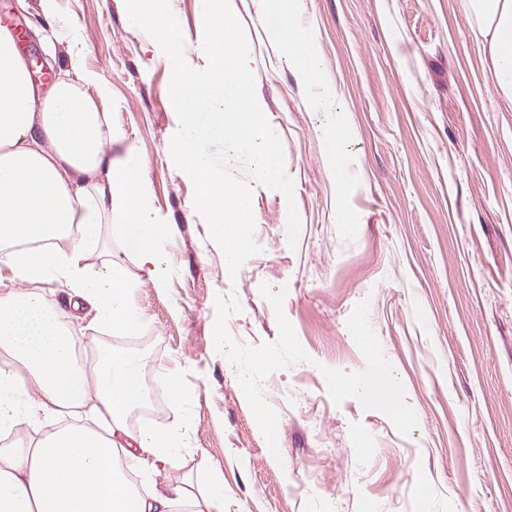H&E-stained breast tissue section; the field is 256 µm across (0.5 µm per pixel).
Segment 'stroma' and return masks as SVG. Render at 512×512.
<instances>
[{
	"label": "stroma",
	"instance_id": "stroma-1",
	"mask_svg": "<svg viewBox=\"0 0 512 512\" xmlns=\"http://www.w3.org/2000/svg\"><path fill=\"white\" fill-rule=\"evenodd\" d=\"M229 3L301 220L289 247L285 196L254 185L259 251L234 276L168 149L179 122L159 45L128 22L125 0L55 2L89 44L84 66L108 89L117 147L144 166L152 217L178 227L163 244L167 288L154 287L112 225L87 260L125 269L145 314L147 379L173 375L196 395L193 453L168 479L196 493L222 469L224 512H512V111L460 0H298L322 62L316 84L261 24V0ZM171 9L186 61L204 69L196 0ZM4 19L29 30L22 49L35 62L47 26L39 0H0ZM326 94L335 111L318 109ZM339 121L342 137L328 147ZM265 283L286 287L284 312L310 357L261 383L279 413L276 459L213 340L215 300L232 294L233 339H276ZM364 300L416 413L411 435L328 394L321 366H366L347 328Z\"/></svg>",
	"mask_w": 512,
	"mask_h": 512
}]
</instances>
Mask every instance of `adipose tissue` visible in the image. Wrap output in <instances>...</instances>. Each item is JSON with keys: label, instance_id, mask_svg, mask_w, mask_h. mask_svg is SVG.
Returning <instances> with one entry per match:
<instances>
[{"label": "adipose tissue", "instance_id": "adipose-tissue-1", "mask_svg": "<svg viewBox=\"0 0 512 512\" xmlns=\"http://www.w3.org/2000/svg\"><path fill=\"white\" fill-rule=\"evenodd\" d=\"M40 6L52 30L44 38L47 57L55 55L54 35L68 42L69 68L49 87L35 86L15 36L0 27V353L9 358L0 365V430L22 431L67 406L83 409L86 422L0 452V512H173L180 503L190 512H224L222 470L207 476L200 499L156 480L190 453L188 425L128 426L146 399L148 354L99 345L95 363L76 361L74 322L84 307L109 336L134 333L144 320L122 266H85L102 225L119 229L160 288L169 273L161 243L176 228L151 218L141 162L129 151L112 155V124L98 106L108 90L82 67L87 42L57 15L55 0ZM461 7L476 23L499 93L512 104V0H461ZM259 20L300 60L303 78L317 81L313 44L300 41L298 14L286 0H265ZM53 283L68 289V308L50 300ZM130 458L147 473L136 485L125 475Z\"/></svg>", "mask_w": 512, "mask_h": 512}]
</instances>
